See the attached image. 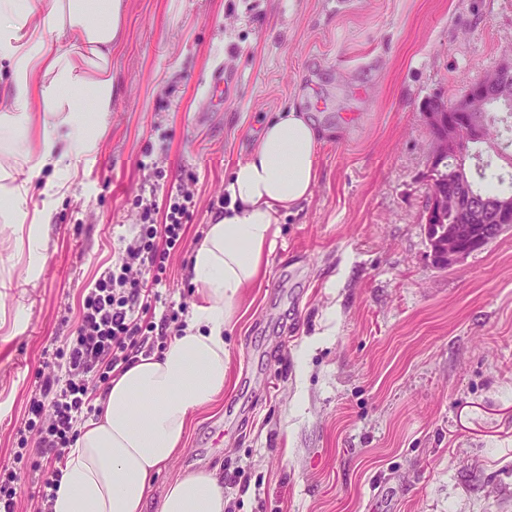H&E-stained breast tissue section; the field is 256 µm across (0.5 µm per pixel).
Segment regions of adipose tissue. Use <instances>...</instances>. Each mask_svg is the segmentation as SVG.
<instances>
[{
  "label": "adipose tissue",
  "instance_id": "1",
  "mask_svg": "<svg viewBox=\"0 0 512 512\" xmlns=\"http://www.w3.org/2000/svg\"><path fill=\"white\" fill-rule=\"evenodd\" d=\"M125 0H0V224L26 230L36 282L43 232L56 201L93 163L112 112V47L121 38ZM68 48H58L62 37ZM322 137L293 108L264 122L259 140L233 168L223 212L212 214L194 247L189 276L197 300L180 336L137 355L95 391L97 411L60 464L51 512H146L158 474L184 449L192 416L228 387L225 334L246 289L265 275L283 216L312 193ZM57 171L42 209L29 207L32 179ZM159 512H224V476L198 470L170 482Z\"/></svg>",
  "mask_w": 512,
  "mask_h": 512
}]
</instances>
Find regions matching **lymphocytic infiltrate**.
I'll return each mask as SVG.
<instances>
[{
	"mask_svg": "<svg viewBox=\"0 0 512 512\" xmlns=\"http://www.w3.org/2000/svg\"><path fill=\"white\" fill-rule=\"evenodd\" d=\"M193 196L176 190L162 222L144 212L128 261L113 265L96 281L82 300L80 323L55 353L51 375L43 379L29 400L26 424L38 434L39 457L29 469L40 476L36 497L40 504L54 500L64 450L73 444L78 427L92 411L89 379L108 380L110 372L123 369L138 352H152L157 340L167 338L178 320L176 311L156 314L157 287L166 273V259L185 233ZM153 268L151 285L131 272V260Z\"/></svg>",
	"mask_w": 512,
	"mask_h": 512,
	"instance_id": "1",
	"label": "lymphocytic infiltrate"
}]
</instances>
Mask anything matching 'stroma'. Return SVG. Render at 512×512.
<instances>
[{
    "mask_svg": "<svg viewBox=\"0 0 512 512\" xmlns=\"http://www.w3.org/2000/svg\"><path fill=\"white\" fill-rule=\"evenodd\" d=\"M512 56V0H126L112 115L28 254L0 232V467L26 405L144 207L194 195L164 296L196 300L192 248L261 123L324 130L311 197L283 218L228 338L230 388L155 481L214 467L224 512H512V227L433 267L422 108ZM224 72L215 99L214 70Z\"/></svg>",
    "mask_w": 512,
    "mask_h": 512,
    "instance_id": "obj_1",
    "label": "stroma"
}]
</instances>
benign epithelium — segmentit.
Listing matches in <instances>:
<instances>
[{"label": "benign epithelium", "mask_w": 512, "mask_h": 512, "mask_svg": "<svg viewBox=\"0 0 512 512\" xmlns=\"http://www.w3.org/2000/svg\"><path fill=\"white\" fill-rule=\"evenodd\" d=\"M511 88L512 60L509 59L454 99L424 110L435 134V151L427 170L429 196L424 224L432 262L437 268L456 265L486 245L487 237L479 232V219L484 211L493 213L496 226H512L511 197L487 207L464 179L457 182L456 192L450 196L439 187L442 166L438 165L440 161L445 163L468 152L476 143L495 146L496 139L489 135L488 126L480 120L481 112L488 106L490 92L505 95Z\"/></svg>", "instance_id": "benign-epithelium-1"}]
</instances>
